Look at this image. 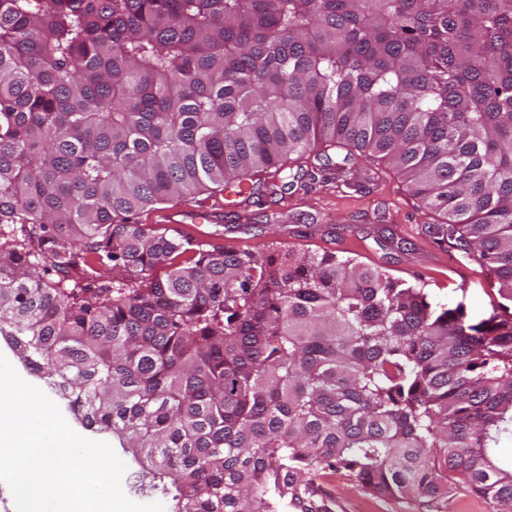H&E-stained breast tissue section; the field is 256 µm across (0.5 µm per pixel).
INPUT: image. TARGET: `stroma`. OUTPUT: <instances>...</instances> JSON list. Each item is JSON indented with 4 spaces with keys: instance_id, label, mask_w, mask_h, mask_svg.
<instances>
[{
    "instance_id": "obj_1",
    "label": "stroma",
    "mask_w": 512,
    "mask_h": 512,
    "mask_svg": "<svg viewBox=\"0 0 512 512\" xmlns=\"http://www.w3.org/2000/svg\"><path fill=\"white\" fill-rule=\"evenodd\" d=\"M428 221L404 183L380 162H357L344 178L310 180L303 175L276 192L259 195L224 208V221L203 225L207 246L271 247L332 251L384 270L426 290L442 303L465 302L475 315L491 313L496 301L485 268L460 252L434 245L426 235ZM92 438L111 445L125 462V494L146 504L171 508L168 481L146 473L112 433L92 431ZM333 512H493V505L458 483L447 499L430 500L365 493L341 475L322 482Z\"/></svg>"
}]
</instances>
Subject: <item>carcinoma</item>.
<instances>
[{
    "instance_id": "carcinoma-1",
    "label": "carcinoma",
    "mask_w": 512,
    "mask_h": 512,
    "mask_svg": "<svg viewBox=\"0 0 512 512\" xmlns=\"http://www.w3.org/2000/svg\"><path fill=\"white\" fill-rule=\"evenodd\" d=\"M332 149L388 161L492 313L138 223ZM2 225L0 336L172 512H332L335 474L512 512V0H0ZM91 255L112 285L65 279Z\"/></svg>"
}]
</instances>
